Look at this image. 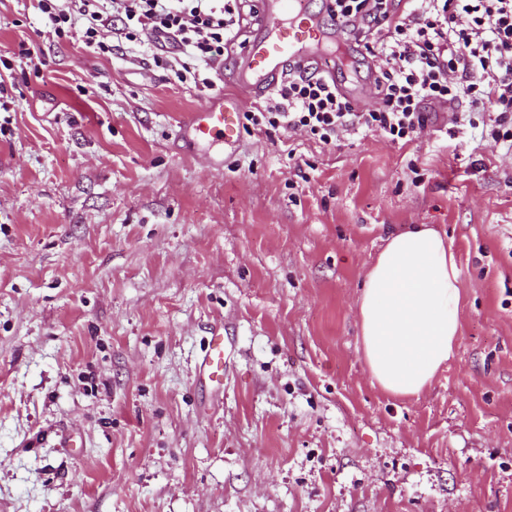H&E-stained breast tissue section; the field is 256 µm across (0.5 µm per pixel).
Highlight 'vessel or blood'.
I'll return each mask as SVG.
<instances>
[{
  "instance_id": "1",
  "label": "vessel or blood",
  "mask_w": 512,
  "mask_h": 512,
  "mask_svg": "<svg viewBox=\"0 0 512 512\" xmlns=\"http://www.w3.org/2000/svg\"><path fill=\"white\" fill-rule=\"evenodd\" d=\"M253 23L258 33L243 54L235 89L214 98L203 110L189 113L179 125L181 137L187 140L223 144L225 158L241 147L240 121L247 103L264 98L289 65L322 64L324 45L340 35L339 24L307 15L302 0H261ZM199 376L214 394L223 392V330L212 331Z\"/></svg>"
}]
</instances>
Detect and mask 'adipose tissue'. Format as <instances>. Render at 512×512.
I'll use <instances>...</instances> for the list:
<instances>
[{
	"instance_id": "adipose-tissue-1",
	"label": "adipose tissue",
	"mask_w": 512,
	"mask_h": 512,
	"mask_svg": "<svg viewBox=\"0 0 512 512\" xmlns=\"http://www.w3.org/2000/svg\"><path fill=\"white\" fill-rule=\"evenodd\" d=\"M460 300L457 258L437 229L388 236L358 300L364 357L383 390L413 397L430 385L455 354Z\"/></svg>"
}]
</instances>
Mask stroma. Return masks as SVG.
Masks as SVG:
<instances>
[{
    "label": "stroma",
    "mask_w": 512,
    "mask_h": 512,
    "mask_svg": "<svg viewBox=\"0 0 512 512\" xmlns=\"http://www.w3.org/2000/svg\"><path fill=\"white\" fill-rule=\"evenodd\" d=\"M43 29L36 0H0L19 91L0 112V512H512V160L433 105L406 145L247 134L218 174L178 124L238 52L201 92L154 46ZM342 51L337 85L372 108ZM409 224L451 242L462 328L401 398L365 364L358 299ZM218 325L216 397L198 365Z\"/></svg>",
    "instance_id": "35a3bbf8"
}]
</instances>
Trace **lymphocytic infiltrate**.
Returning a JSON list of instances; mask_svg holds the SVG:
<instances>
[{
	"instance_id": "lymphocytic-infiltrate-1",
	"label": "lymphocytic infiltrate",
	"mask_w": 512,
	"mask_h": 512,
	"mask_svg": "<svg viewBox=\"0 0 512 512\" xmlns=\"http://www.w3.org/2000/svg\"><path fill=\"white\" fill-rule=\"evenodd\" d=\"M37 0L56 41L73 37L74 15L85 17L83 45L99 55L113 42L171 40L176 55L161 63L179 82L213 88L198 63L223 59L238 44L244 0ZM327 14L348 22V34L374 63L377 108L360 112L324 72L288 70L264 105L243 112L246 131L282 129L326 146L359 128L408 143L430 121L425 105L467 102L456 129L479 131L512 154V0H329Z\"/></svg>"
}]
</instances>
